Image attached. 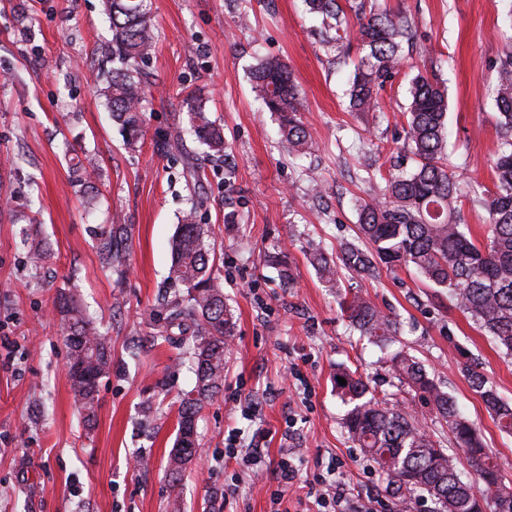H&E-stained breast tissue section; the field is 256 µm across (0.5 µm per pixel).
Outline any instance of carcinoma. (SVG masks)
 <instances>
[{
  "mask_svg": "<svg viewBox=\"0 0 512 512\" xmlns=\"http://www.w3.org/2000/svg\"><path fill=\"white\" fill-rule=\"evenodd\" d=\"M322 24L337 32L328 44L336 48L348 30L339 0H305ZM112 29V60L119 66L97 83L99 94L121 127L127 145L134 149L143 135L145 98L140 65L155 51V25L150 0H106ZM408 18L386 10L359 19L356 40L365 51L356 65L349 89L351 106L368 112L377 106V91L401 69L403 40L410 38ZM253 78L265 108L279 116L281 144L301 154L317 150L303 123L301 97L288 65L266 59L256 65ZM495 102L499 111V139L495 151L494 189L473 190L472 202L488 215L484 241L473 236L462 210L456 175L449 170L446 128L447 92L433 79L417 74L408 89L404 111L406 161L388 169L381 194L362 201L358 208V233L339 244L336 258L317 250L310 256L328 287L336 289L339 305L351 328L378 346L392 342L398 326L394 318L358 291L343 289L341 272L375 279L381 268H413L428 288L446 291L448 308H455L489 336L494 347L512 357V59L498 70ZM189 131L210 151L224 152V131L212 121L203 99L189 95ZM184 128L173 125L163 134V144L178 149ZM77 182L85 191L96 189L98 160L85 156ZM127 227L111 224L101 230L98 257L102 265L119 268L125 257ZM168 274L172 298L162 323L151 332L173 349L190 351L196 386L179 404L176 449L168 471L177 478L183 457L199 452L196 418L204 403L218 397L224 383V358L234 336L233 313L224 306V281L214 270L205 225L197 222L196 205L184 213L172 240ZM50 253L30 245L31 271L40 270ZM56 311L61 316L69 348L71 390L84 412L95 417L99 379L112 365L109 340L88 317L80 303L78 285L70 283L60 293ZM389 371L400 394L420 402L421 412L408 413L389 401L369 394L357 371L338 367L336 394L348 406L344 427L360 453L384 474L386 492L402 504L431 503V512H512V483L505 482L476 426L466 418L455 399L429 376L424 365L407 351L389 358ZM462 371L480 394L499 431L512 435V405L481 373L465 363ZM442 419L457 448L473 468L474 478L463 480L460 459L428 432L426 415Z\"/></svg>",
  "mask_w": 512,
  "mask_h": 512,
  "instance_id": "obj_1",
  "label": "carcinoma"
}]
</instances>
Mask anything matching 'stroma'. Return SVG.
Segmentation results:
<instances>
[{"label":"stroma","mask_w":512,"mask_h":512,"mask_svg":"<svg viewBox=\"0 0 512 512\" xmlns=\"http://www.w3.org/2000/svg\"><path fill=\"white\" fill-rule=\"evenodd\" d=\"M103 2L0 0V75L9 77L0 82V512H171L175 498L180 512H271L268 488L288 455L298 478L284 512H318V478L330 467L359 505L396 512L374 464L343 429L347 407L333 381L344 364L375 395L392 393L390 354L351 333L309 256L335 252L353 237L359 200L383 185L368 180L359 159L372 155L388 170L403 144L407 89L421 69L448 90V152L464 215L484 236L487 215L468 195L475 185H493L494 88L512 51V0H364L369 10L407 15L413 29L403 67L379 90L372 112L349 104L361 55L357 18L337 53L303 0H151L157 45L142 67L146 125L134 152L89 79L112 66ZM272 56L299 86L302 118L319 144L314 155L282 148L276 115L252 89L253 68ZM189 93L223 125V157L205 156L190 139L182 152L161 147L169 126L187 122ZM85 151L100 162L91 207L75 183ZM186 151L196 171H188ZM309 169L321 178V194L309 188ZM197 196L236 330L222 394L199 415L201 451L174 480L168 457L194 367L148 336L162 308L170 241ZM17 211L30 223H15ZM104 224L128 227L123 267L99 263L92 230ZM32 242L50 251L38 278L26 264ZM279 247L290 257L287 282L267 261ZM73 277L83 309L111 338L112 367L90 423L70 389L64 330L53 311ZM350 285L397 319L396 349L419 359L454 397L512 481V436L499 431L461 371L475 361L512 401V358L412 271L384 270ZM232 426L261 449L259 475L225 458Z\"/></svg>","instance_id":"35a3bbf8"}]
</instances>
